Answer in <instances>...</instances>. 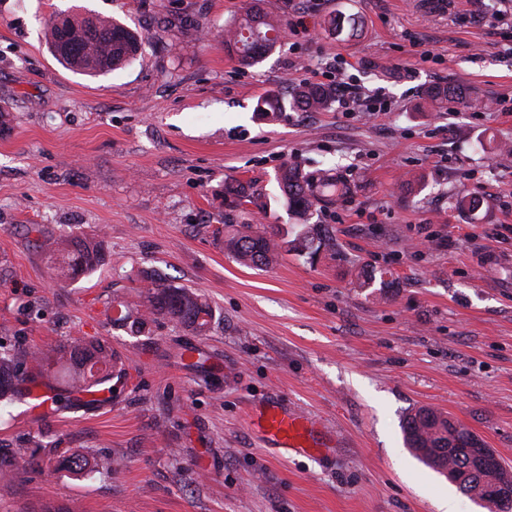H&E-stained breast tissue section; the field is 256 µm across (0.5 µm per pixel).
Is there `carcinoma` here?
<instances>
[{
  "instance_id": "cac0c4a2",
  "label": "carcinoma",
  "mask_w": 512,
  "mask_h": 512,
  "mask_svg": "<svg viewBox=\"0 0 512 512\" xmlns=\"http://www.w3.org/2000/svg\"><path fill=\"white\" fill-rule=\"evenodd\" d=\"M281 26L276 19L255 5L224 26V44L228 53L242 65H252L270 53L280 40ZM45 39L52 54L68 68L89 73H104L135 58L141 42L125 25L102 17L60 16L46 24ZM425 99L440 108L452 100L462 106L472 104L470 93L462 86H433L424 91ZM332 98L322 86L295 85L290 105L294 109L318 110L328 107ZM280 194L275 201L299 226L293 238L288 231L273 230L263 224L224 225V247L242 266L269 268L283 253L296 252L310 258L321 251H332L336 239L324 224L309 223L312 208L333 205L352 193L351 184L328 172L307 175L296 165H283L276 173ZM237 198L256 208H267V196L251 185L231 187ZM58 257L52 267L58 282L74 280L93 272L104 260L103 241L95 236L66 238L56 242ZM385 269L366 268L358 287L379 283L395 288L399 280L384 279ZM140 301L129 304L113 299L116 316L112 324L125 327L131 335L150 333L149 325L159 320L174 323L196 336H204L213 319V311L198 290L177 286L157 276L147 279L139 291ZM125 373L123 363L106 341L92 337H74L64 343L44 347L22 346L0 352V400L18 395L20 385H40L52 377L62 386L54 401L64 408L72 392L108 390L109 384ZM406 443L425 464L443 473L451 468L457 473V488L472 499L498 505L512 502V473L504 466L484 469L477 463L482 442L449 415L431 408L406 414L402 422ZM38 469L49 476L60 472L80 475L87 470L110 473L114 462L109 456L89 457L62 450L59 442L43 435L34 447L0 448V482H12L20 469Z\"/></svg>"
}]
</instances>
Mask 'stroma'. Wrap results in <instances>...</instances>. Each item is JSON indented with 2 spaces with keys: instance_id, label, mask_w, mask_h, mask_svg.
<instances>
[{
  "instance_id": "obj_1",
  "label": "stroma",
  "mask_w": 512,
  "mask_h": 512,
  "mask_svg": "<svg viewBox=\"0 0 512 512\" xmlns=\"http://www.w3.org/2000/svg\"><path fill=\"white\" fill-rule=\"evenodd\" d=\"M250 5L0 0V345L103 336L126 368L118 396L93 407L45 418L25 399L0 404V445L48 432L118 462L109 474H20L0 483V512H436L444 495L455 512H512L421 463L401 428L420 407L450 414L512 468V28L501 0H265L285 37L245 68L224 49V25ZM59 14L117 20L143 54L104 75L72 72L44 38ZM337 16L356 36L336 39ZM340 57L386 115L336 103L256 112ZM445 85L483 107L422 110L423 90ZM287 163L354 183L314 216L335 229L336 251L244 267L224 249L225 225L289 218L236 206L224 183L274 195ZM464 189L482 197L476 213L455 208ZM86 235L101 237L103 264L53 280L55 239ZM368 266L399 287H356ZM151 271L205 294L207 335L113 325V293L136 302ZM186 346L206 363L183 365ZM273 394L335 430V455L266 453L245 418Z\"/></svg>"
}]
</instances>
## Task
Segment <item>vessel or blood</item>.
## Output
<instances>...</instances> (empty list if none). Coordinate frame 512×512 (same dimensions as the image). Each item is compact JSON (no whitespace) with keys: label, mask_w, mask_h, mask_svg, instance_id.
I'll return each mask as SVG.
<instances>
[{"label":"vessel or blood","mask_w":512,"mask_h":512,"mask_svg":"<svg viewBox=\"0 0 512 512\" xmlns=\"http://www.w3.org/2000/svg\"><path fill=\"white\" fill-rule=\"evenodd\" d=\"M248 427L271 454L333 455L340 446L334 430L288 408L277 399H265L251 407Z\"/></svg>","instance_id":"b4317fda"}]
</instances>
